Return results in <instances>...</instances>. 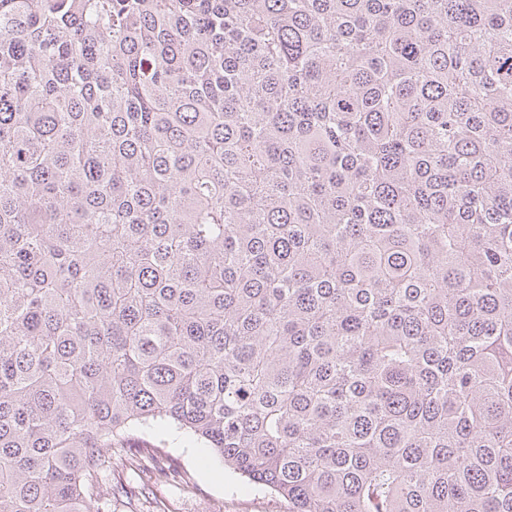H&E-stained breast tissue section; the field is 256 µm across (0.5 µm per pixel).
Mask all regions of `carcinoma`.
I'll return each mask as SVG.
<instances>
[{"mask_svg": "<svg viewBox=\"0 0 512 512\" xmlns=\"http://www.w3.org/2000/svg\"><path fill=\"white\" fill-rule=\"evenodd\" d=\"M288 512H512V0H0V512L152 433Z\"/></svg>", "mask_w": 512, "mask_h": 512, "instance_id": "carcinoma-1", "label": "carcinoma"}]
</instances>
